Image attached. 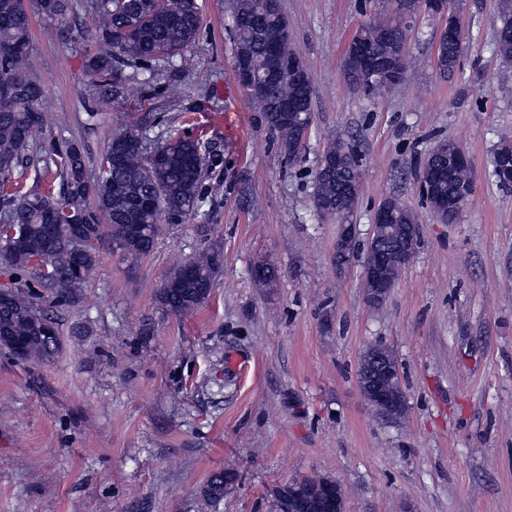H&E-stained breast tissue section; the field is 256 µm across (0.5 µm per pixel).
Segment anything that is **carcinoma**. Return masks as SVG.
Listing matches in <instances>:
<instances>
[{"label":"carcinoma","instance_id":"obj_1","mask_svg":"<svg viewBox=\"0 0 512 512\" xmlns=\"http://www.w3.org/2000/svg\"><path fill=\"white\" fill-rule=\"evenodd\" d=\"M38 11L62 16L68 0H35ZM95 21L96 51L88 58L91 78L84 100L92 105L88 116L112 108V97L126 84L124 68L147 69L165 63L177 69L192 66L186 55L200 35L198 12L170 0H90ZM233 22V56L249 60L260 87L248 96L263 113L269 131L275 135L288 161L297 160L293 147L305 130L277 122L269 106L287 100L301 112L312 111V88L305 64L292 47L289 26L281 6L273 0H229ZM501 26L496 32V52L503 63H512V0H501ZM402 26H393L378 11L373 12L357 31L364 54L392 60L405 73L410 58L400 50ZM276 42V52L286 63L295 61L300 71L281 69L266 80L268 44ZM30 14L24 0H0V182L12 179L31 156L42 149L44 120L39 103L45 89L29 74ZM459 61L456 44L444 41L436 48V65L443 72L453 71ZM394 80L391 71H380L370 80L368 95L378 97ZM122 139L121 162L112 163V147L106 146L103 168L96 182L89 183L80 149L70 145L63 152L47 153L44 168L55 167L58 188L0 194V263L23 278L24 288L7 290L0 296V347L22 361L52 360L60 348L56 319L38 307L41 293L49 290L59 306L79 300L80 288L91 278L98 264L100 219H106L109 242L117 245L122 259L132 263L149 254L161 232V223L187 217L202 203L201 184L208 166L202 144L192 133L168 137L167 150L156 156L144 147L139 131L128 128L117 134ZM457 142L443 140L431 151L421 181L432 187L437 203L448 200L468 179L466 170L444 169L448 150ZM347 152L345 170L315 176L317 209L331 208L336 220L347 223L355 203L339 197L338 182L360 183V164L350 144L331 142L322 160ZM512 170V144H503L495 154L491 177L507 184L503 174ZM94 194L96 205L87 204ZM396 224H415V213L395 201L385 202ZM221 252L209 246L190 259L172 267L158 291V301L166 311L186 315L209 298L221 269ZM233 469L210 474L200 491L202 512L224 500L226 487L237 482Z\"/></svg>","mask_w":512,"mask_h":512}]
</instances>
